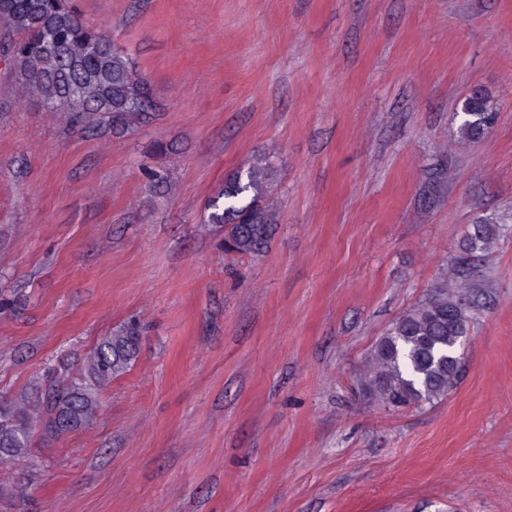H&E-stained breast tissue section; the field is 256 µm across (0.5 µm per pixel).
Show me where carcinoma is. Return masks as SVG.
I'll return each instance as SVG.
<instances>
[{"mask_svg": "<svg viewBox=\"0 0 512 512\" xmlns=\"http://www.w3.org/2000/svg\"><path fill=\"white\" fill-rule=\"evenodd\" d=\"M0 48L19 69L28 88L48 112L76 120L112 118V125L152 108L147 84L131 59L102 28L82 19L66 0H0ZM488 97L475 90L461 103L458 134L463 142L481 139L495 120ZM274 165L265 155L224 177L207 202L208 223L224 225V248L256 256L274 233L268 203ZM506 223L478 221L467 228L451 279L438 283L400 315L371 351L362 385L381 407H420L447 398L457 385L459 367L447 358L459 337L470 333V296L478 284L470 258L486 251ZM139 330L126 325L100 339L77 374L44 396L0 399V465L24 457L32 429L57 439L91 425L112 380L134 360Z\"/></svg>", "mask_w": 512, "mask_h": 512, "instance_id": "cac0c4a2", "label": "carcinoma"}]
</instances>
